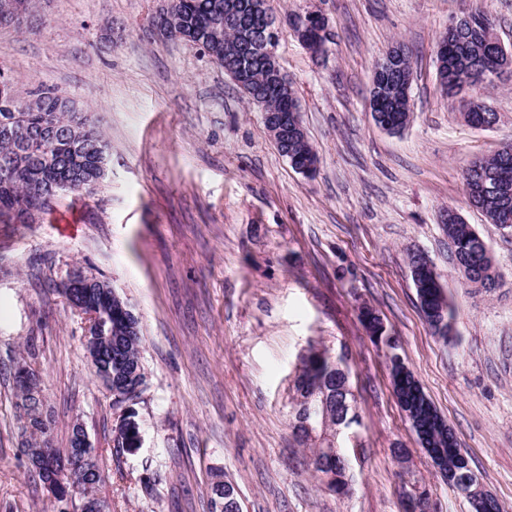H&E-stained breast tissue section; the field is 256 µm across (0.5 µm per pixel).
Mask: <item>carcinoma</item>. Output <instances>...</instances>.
Listing matches in <instances>:
<instances>
[{
	"label": "carcinoma",
	"instance_id": "1",
	"mask_svg": "<svg viewBox=\"0 0 512 512\" xmlns=\"http://www.w3.org/2000/svg\"><path fill=\"white\" fill-rule=\"evenodd\" d=\"M224 17V0H178L174 18L176 31L189 30L196 36V46L214 58L220 67L240 64L250 70L252 84L241 90L248 103L266 104L268 111L288 116V121L278 126L274 144L292 168L299 167L313 155V147L298 130L301 122L299 101L292 87L276 83L271 63L266 56L253 49L242 58H229L224 48L245 40L258 44L262 31L252 21H243L227 26L224 30V47L214 48L207 40V31L217 18ZM438 43L448 50V83L458 82L463 74L476 71L480 74L492 72L499 57L492 40L484 29L468 24L443 34ZM399 80L403 89L387 87L379 108L384 118L394 127L405 128L411 117V93L413 67L410 57L402 55L397 62ZM466 122L479 128L498 122L495 110L487 111L479 103L465 110ZM8 120L12 133L0 135V222L12 224H34L53 209L57 200L67 194L81 196L79 187L96 185L102 175L98 166V148L109 149L101 131L87 116L78 112L70 100L49 90H36L29 94V111L13 116L0 110V123ZM463 180L470 203L482 211L487 221L502 227L504 213L500 204L481 202V182L491 185L503 183L512 186V152L497 151L489 156L473 160L464 170ZM448 245L456 248L465 264L466 282L481 284L482 291L491 292L499 285L498 270H490L485 262L488 246L474 227L462 220L442 227ZM432 274L429 268H420L412 276L421 313L433 335L448 341L451 336L445 331L448 322L455 320L456 312L450 299L439 293L433 295L428 287ZM97 305L108 316L106 328L112 332V343L101 346L97 352L87 351L93 374L104 366H112V409L117 413L113 429V442L124 448L135 433L122 416L124 407L135 405L140 399L146 383L142 363V336L137 318L128 303L117 293L103 295L98 289ZM361 318L370 335L382 336L385 329L382 318L373 309L361 310ZM392 385L399 392L407 409L411 411V424L417 436L430 445L448 449V462L457 459L461 464L448 474V485L463 493L467 480L473 473L469 459L462 454L460 446L448 447V442L436 431L432 416V403L425 400L424 392L411 371L391 372ZM16 407L26 436L21 449L27 460L49 454L57 460L73 463L70 482L74 489L61 496L52 490L60 503L72 495L79 496L78 512H95L88 508L97 504L102 512H109L107 502L98 495V486L103 480V469L96 449L84 457L75 448L76 432H71L68 446L54 448L49 445L52 419L45 408L43 397L31 394L29 386L13 378ZM349 375L336 367L327 351L314 344L300 357V366L294 379L295 413L290 424L296 442L309 448V462L325 457L326 449L335 447L336 425L349 427L358 422L355 409L345 408L352 402ZM308 419L314 435H309L300 425ZM236 491L235 484L217 471L208 485L209 501H214L224 487Z\"/></svg>",
	"mask_w": 512,
	"mask_h": 512
}]
</instances>
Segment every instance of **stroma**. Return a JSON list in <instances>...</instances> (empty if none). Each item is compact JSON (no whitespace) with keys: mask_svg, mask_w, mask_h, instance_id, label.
Returning <instances> with one entry per match:
<instances>
[{"mask_svg":"<svg viewBox=\"0 0 512 512\" xmlns=\"http://www.w3.org/2000/svg\"><path fill=\"white\" fill-rule=\"evenodd\" d=\"M468 0H269L276 54L319 156L296 172L258 107L197 47L162 39L163 0H33L0 28V68L19 97L51 88L97 119L110 144L93 194L65 197L34 224L0 223V512H60L29 471L11 378L43 380L64 447L81 420L96 445L110 512H211L220 469L243 512H403L427 485L433 512H472L430 461L399 407L382 353L359 320L375 309L462 452L512 512V236L470 206L462 171L512 143V69L470 91L498 113L490 129L448 99L440 33ZM321 13L332 35L313 57L293 14ZM411 56L413 115L398 133L369 109L376 64ZM456 210L491 249L493 292L464 285L440 226ZM428 256L456 310L445 342L423 321L408 266ZM108 281L139 318L146 387L142 445L116 448L112 397L93 376L85 322L57 292L73 268ZM346 356L360 423L341 439L351 490H325L291 435L299 356ZM409 451L398 465L392 450Z\"/></svg>","mask_w":512,"mask_h":512,"instance_id":"1","label":"stroma"}]
</instances>
